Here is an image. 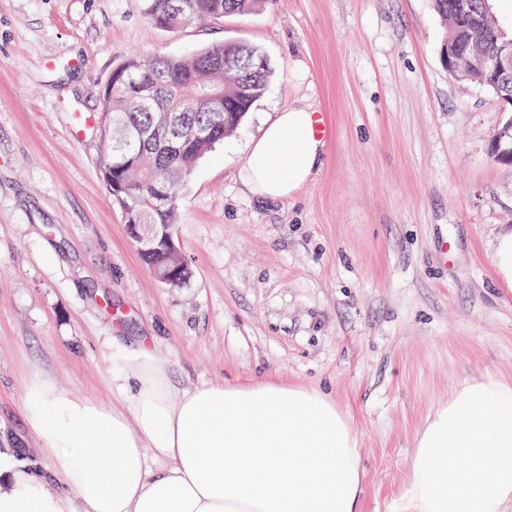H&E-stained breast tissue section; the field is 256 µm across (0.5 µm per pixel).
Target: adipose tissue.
<instances>
[{"mask_svg":"<svg viewBox=\"0 0 512 512\" xmlns=\"http://www.w3.org/2000/svg\"><path fill=\"white\" fill-rule=\"evenodd\" d=\"M327 144L304 108L278 113L242 166V185L293 196ZM117 408L32 376L23 410L53 452L46 486L0 453V512H358L364 473L334 400L271 382L175 389L167 357H112ZM410 512H503L512 502V385L460 388L427 418L409 466Z\"/></svg>","mask_w":512,"mask_h":512,"instance_id":"adipose-tissue-1","label":"adipose tissue"}]
</instances>
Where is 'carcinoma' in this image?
<instances>
[{
	"mask_svg": "<svg viewBox=\"0 0 512 512\" xmlns=\"http://www.w3.org/2000/svg\"><path fill=\"white\" fill-rule=\"evenodd\" d=\"M150 25L176 30L179 22L173 5L181 4L196 25L221 21L229 16L256 12L265 0H146ZM434 8L447 24L448 41L463 39L475 21H483L485 38L472 50L490 51L502 28L488 16L484 0H470L473 8L464 12L459 0H433ZM121 81L113 84L108 115L118 120L112 136L103 143L106 168L112 177L129 186L132 209L125 212L127 224H173L179 206L178 187L190 176L195 163L212 152L224 136L238 129L247 112L264 95L272 74L266 54L259 48L226 41L211 44L191 56L131 54L118 64ZM224 91V112L215 136L209 141L189 140L214 115L206 110L181 114L176 135L152 134L159 118L176 109L183 98H195L206 90ZM168 195L164 202H152L155 192Z\"/></svg>",
	"mask_w": 512,
	"mask_h": 512,
	"instance_id": "1",
	"label": "carcinoma"
}]
</instances>
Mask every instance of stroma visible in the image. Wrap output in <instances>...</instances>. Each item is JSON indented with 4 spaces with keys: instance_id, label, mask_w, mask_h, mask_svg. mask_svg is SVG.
Returning a JSON list of instances; mask_svg holds the SVG:
<instances>
[{
    "instance_id": "35a3bbf8",
    "label": "stroma",
    "mask_w": 512,
    "mask_h": 512,
    "mask_svg": "<svg viewBox=\"0 0 512 512\" xmlns=\"http://www.w3.org/2000/svg\"><path fill=\"white\" fill-rule=\"evenodd\" d=\"M432 0H269L179 32L146 0H0V451L53 483L22 411L36 373L115 402L112 351L148 345L179 388L269 381L349 418L359 512H400L426 418L468 383L512 385V116L451 75ZM260 47L273 75L242 127L178 189V287L141 261L102 180L99 114L132 54ZM287 108L321 114L323 165L297 194L249 193L252 141Z\"/></svg>"
}]
</instances>
